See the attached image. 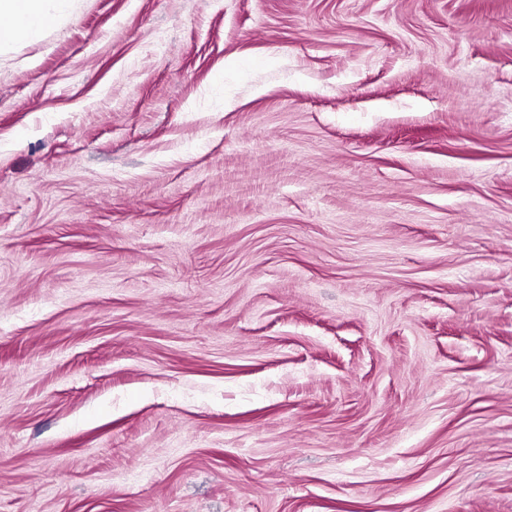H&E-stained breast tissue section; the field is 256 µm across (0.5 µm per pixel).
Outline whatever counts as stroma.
<instances>
[{
    "label": "stroma",
    "mask_w": 512,
    "mask_h": 512,
    "mask_svg": "<svg viewBox=\"0 0 512 512\" xmlns=\"http://www.w3.org/2000/svg\"><path fill=\"white\" fill-rule=\"evenodd\" d=\"M0 512H512V0L0 51Z\"/></svg>",
    "instance_id": "stroma-1"
}]
</instances>
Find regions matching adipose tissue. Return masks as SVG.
<instances>
[{
  "mask_svg": "<svg viewBox=\"0 0 512 512\" xmlns=\"http://www.w3.org/2000/svg\"><path fill=\"white\" fill-rule=\"evenodd\" d=\"M58 0H0V49L39 38L58 20Z\"/></svg>",
  "mask_w": 512,
  "mask_h": 512,
  "instance_id": "adipose-tissue-1",
  "label": "adipose tissue"
}]
</instances>
